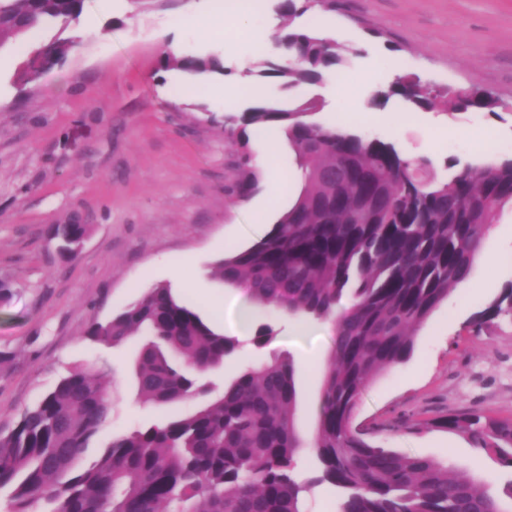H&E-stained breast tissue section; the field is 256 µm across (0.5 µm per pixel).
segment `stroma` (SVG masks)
Segmentation results:
<instances>
[{
    "instance_id": "35a3bbf8",
    "label": "stroma",
    "mask_w": 512,
    "mask_h": 512,
    "mask_svg": "<svg viewBox=\"0 0 512 512\" xmlns=\"http://www.w3.org/2000/svg\"><path fill=\"white\" fill-rule=\"evenodd\" d=\"M223 2L224 31L206 42L171 22L206 8L207 0H112L97 14L91 37L77 36L84 14L38 26L36 46L64 42L68 49L37 72L19 43L0 48V280L11 284L0 299V351L13 356L0 372V431L13 429L61 376L91 365L109 369L112 424L94 439L89 458L113 435L157 420V411L138 402L132 375L143 337L113 348L83 338L91 322L109 319L155 285H169L204 321L235 335V309L211 307L229 291L213 265L229 248L263 238L279 214L252 224L267 172L248 198L227 194L236 145L225 130L237 125L254 94L282 98L278 82L249 75L259 57H277L273 35L282 19L278 0H261L256 11L243 0ZM301 21L334 39L345 59L339 76L296 89V99L322 105L309 121L350 124L393 143L404 157H429L441 178L450 176L452 159L478 165L512 158V0H340L333 12L312 0ZM174 40L183 41L185 54L218 57L223 74L190 82L181 71H161ZM407 74L440 92L492 91L502 106L492 116L416 110L398 98L372 105L378 87ZM239 81L247 92L225 108V87ZM200 102L206 111L197 110ZM489 134L497 146L486 153L478 143ZM274 138L286 207L300 181L283 132H252L250 147L261 157ZM70 219L90 224L91 232L78 256L65 260L50 236ZM493 237L497 261L473 266V288L458 287L418 332L411 357L367 386L355 421L372 428L377 446L433 458L477 480L491 472L505 483L512 469L496 454L425 426L458 411L512 419V322L482 316L512 286L511 211L494 224ZM262 320L275 330L268 345H244L211 381L230 383L247 365L276 354L330 352L332 322L314 320L299 333L287 316L266 311ZM295 384L296 425L309 436L322 381L299 369Z\"/></svg>"
}]
</instances>
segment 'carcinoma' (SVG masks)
Returning <instances> with one entry per match:
<instances>
[{"mask_svg": "<svg viewBox=\"0 0 512 512\" xmlns=\"http://www.w3.org/2000/svg\"><path fill=\"white\" fill-rule=\"evenodd\" d=\"M279 0L283 24L275 40L284 61L262 60L252 76L277 79L286 90L322 82L344 58L333 39L294 24L307 8ZM78 0H0V47L46 20L79 18ZM164 65L193 75L224 72L216 59L164 56ZM399 96L429 110L437 95L413 76L378 89L372 105ZM448 107L492 115L490 93L450 90ZM317 111L261 96L229 132L236 149L237 199L258 187L246 129L280 127L294 150L300 188L288 210L260 241L216 263L215 274L250 299L291 317L330 320L334 336L323 375L321 411L311 441L295 427V364L273 357L245 367L213 394L204 382L235 355L240 341L203 321L167 284L105 321L84 339L111 347L147 333L134 367L136 396L164 409L185 400L195 408L115 435L91 463L80 461L112 416L101 380L107 369L70 371L16 426L0 433V492L11 512L41 500L45 512H304L319 483L336 488L337 512H512V480L489 495L472 478L439 461L375 446L371 430L353 425L366 386L407 361L418 331L466 282L505 208H512V158L439 179L427 157L407 159L394 144L350 128L305 120ZM90 225L53 228L62 256L74 258ZM487 317L512 319V289ZM271 324L255 329L266 346ZM465 436L512 467V420L460 411L425 423ZM317 472L303 479L299 462Z\"/></svg>", "mask_w": 512, "mask_h": 512, "instance_id": "obj_1", "label": "carcinoma"}]
</instances>
